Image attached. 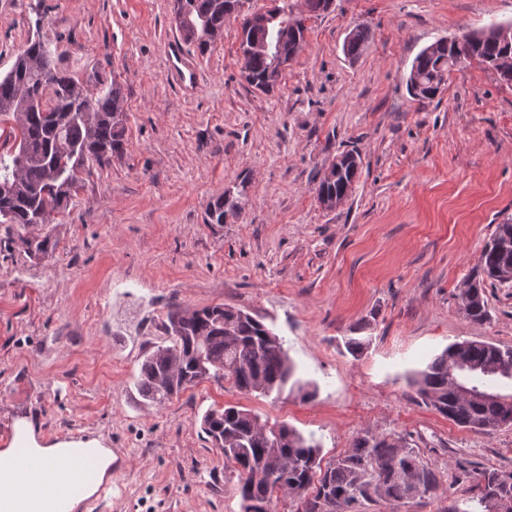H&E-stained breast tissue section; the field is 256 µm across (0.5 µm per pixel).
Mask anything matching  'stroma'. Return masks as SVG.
<instances>
[{"label": "stroma", "mask_w": 512, "mask_h": 512, "mask_svg": "<svg viewBox=\"0 0 512 512\" xmlns=\"http://www.w3.org/2000/svg\"><path fill=\"white\" fill-rule=\"evenodd\" d=\"M288 2L307 44L264 94L241 76L239 17L202 53L172 0H0V75L36 36L91 90L124 94L123 150L87 163L44 228L53 250L31 256L0 224V430L29 417L43 434L101 438L122 459L111 512H241L200 428L226 405L314 437L326 463L366 433L409 436L438 491L367 512H448L474 494L472 471H512V426H458L410 383L451 343L512 346V285L486 286L481 324L457 299L512 221V85L474 62L434 100L406 87L422 49L512 22V0H335L319 14ZM359 24L369 40L351 58ZM346 152L359 175L324 208L317 186ZM224 195L238 214L208 223ZM217 304L272 328L301 388L264 397L211 378L145 406L135 382L170 307Z\"/></svg>", "instance_id": "35a3bbf8"}]
</instances>
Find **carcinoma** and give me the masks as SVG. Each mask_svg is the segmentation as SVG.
<instances>
[{
  "mask_svg": "<svg viewBox=\"0 0 512 512\" xmlns=\"http://www.w3.org/2000/svg\"><path fill=\"white\" fill-rule=\"evenodd\" d=\"M230 0H175L174 20L184 40L204 52L224 27ZM269 27L281 31L285 61L306 44L303 18L288 3L264 13ZM368 31L356 29L344 45L357 56ZM494 62L498 74L512 73V44L497 39H476L464 34L453 43L435 42L412 63L416 78L408 90L420 101L436 98L444 88L448 62ZM249 85L271 92L281 72L261 54L242 62ZM126 113L120 85L94 92L69 73L57 68L49 46L30 40L11 70L0 76V224L21 229L44 226L61 213L80 187L85 163L108 162L122 148ZM358 172L346 167L332 181H322L318 194L351 191ZM238 205L227 197L210 207L208 223L222 224ZM512 224L497 225L479 256L485 280L503 285L512 275ZM29 254L45 255L53 248L49 237H21ZM467 318L482 322L488 303L481 284L468 282L459 294ZM224 304L194 310L174 307L168 312L167 341L146 354L136 387L150 405H163L205 379L222 378L238 391L269 397L283 392L294 376V365L283 340L265 324ZM465 356L479 366L504 361L512 367V347L481 340L448 345L420 371L412 384L428 405L455 424L496 430L512 419V403L478 396L463 397L451 386L448 374L460 345ZM202 429L224 452V468L237 474L242 512H273L274 501L284 496L295 512H347L378 500L403 506L434 494L440 481L434 469L420 460L418 450L404 436L365 434L352 449L322 465L320 447L288 425L270 424L251 411L234 405L214 408L202 417ZM477 503L498 499V512H512V471L484 469L476 473Z\"/></svg>",
  "mask_w": 512,
  "mask_h": 512,
  "instance_id": "obj_1",
  "label": "carcinoma"
}]
</instances>
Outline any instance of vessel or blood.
<instances>
[{"mask_svg": "<svg viewBox=\"0 0 512 512\" xmlns=\"http://www.w3.org/2000/svg\"><path fill=\"white\" fill-rule=\"evenodd\" d=\"M97 456L96 449L87 448L80 454L66 457L65 462L75 476L59 482L54 478V467L27 449H20L12 464L25 479L13 487L7 498L0 500V512H40L47 495L55 502L56 512H67L70 500L82 493L85 484L94 480Z\"/></svg>", "mask_w": 512, "mask_h": 512, "instance_id": "b4317fda", "label": "vessel or blood"}]
</instances>
